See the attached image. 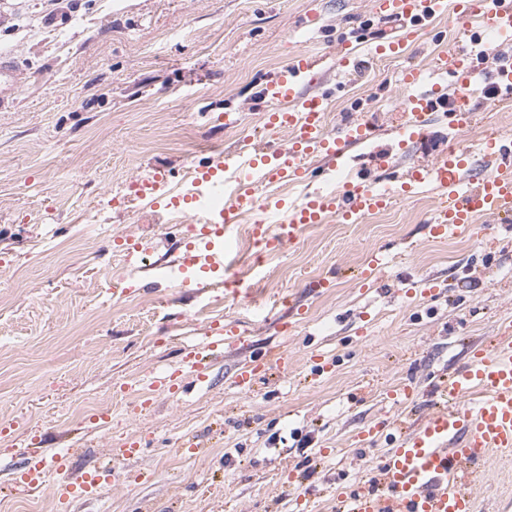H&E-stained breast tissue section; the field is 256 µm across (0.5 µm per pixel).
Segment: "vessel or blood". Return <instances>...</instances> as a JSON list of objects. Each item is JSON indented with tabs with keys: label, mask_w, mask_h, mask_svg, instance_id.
<instances>
[{
	"label": "vessel or blood",
	"mask_w": 512,
	"mask_h": 512,
	"mask_svg": "<svg viewBox=\"0 0 512 512\" xmlns=\"http://www.w3.org/2000/svg\"><path fill=\"white\" fill-rule=\"evenodd\" d=\"M447 11L454 15L461 45L435 71L453 77L454 95L418 70L406 71L401 80L406 108L422 134L429 114L440 110L448 111L452 125L467 126L473 119L470 100L477 82H492L503 96L512 95V56L488 72L476 50L486 33L512 35V0H455L451 6L446 0H374L373 14L398 23L396 35L379 45V53L395 55L408 41L425 38L429 21ZM316 75L315 60L298 53L263 90L271 104L266 126L289 134L286 148L244 137L236 152L212 156L208 165L195 168L188 185L173 197V204L182 205L208 237L204 253L191 257V264L223 266L228 225L239 223L242 210L257 208L264 186L283 179L312 182L314 159L335 161L355 139L371 137V126L352 114L336 136L327 134L325 96L300 92L301 83ZM482 158L491 164L483 175L474 171L470 149L455 145L428 165L398 172V179L429 186L436 194L429 221L434 236L468 232L483 214L512 222V140L488 136ZM391 198L390 192L364 179L326 195L313 191L281 224L270 226L255 218L254 237L266 250H281L295 241L301 226L322 223L329 214L355 221L384 208ZM238 339L237 330L210 329L202 344L183 348L182 371L202 374L207 354ZM289 363L283 353L262 356L238 368L233 383L240 392H251L259 372L274 364L284 369ZM443 392L448 405L396 438L381 457L375 480L337 487L343 512H475L470 484L485 473L491 458L512 459V327L473 350L465 366L449 375ZM121 477L116 468L106 474L88 472L78 482L61 481L59 502L66 510L74 501L97 497L105 484L119 483Z\"/></svg>",
	"instance_id": "1"
}]
</instances>
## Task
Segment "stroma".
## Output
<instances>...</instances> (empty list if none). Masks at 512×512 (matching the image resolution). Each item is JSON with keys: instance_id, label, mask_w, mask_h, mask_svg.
I'll return each instance as SVG.
<instances>
[{"instance_id": "35a3bbf8", "label": "stroma", "mask_w": 512, "mask_h": 512, "mask_svg": "<svg viewBox=\"0 0 512 512\" xmlns=\"http://www.w3.org/2000/svg\"><path fill=\"white\" fill-rule=\"evenodd\" d=\"M371 0H0V54L14 58L15 93L0 106V500L57 512L53 497L15 488L20 466L41 460L49 485L56 458L73 471L107 470L124 443L121 492L74 512H337L336 486L372 474L387 443L360 431L386 420L419 424L442 404L439 386L472 346L512 325V228L480 218L479 230L435 238L430 193L413 189L385 214L354 223L326 217L281 252L255 263L228 257L227 272L180 264L184 225L130 184L161 167L162 192L180 186L209 146L235 151L265 138L261 90L296 52L315 55L305 94L331 92L328 134L359 113L375 130L352 146L336 174L357 166L381 183L399 166L476 144L486 131L512 137V98L476 89L471 125L435 120L427 141L399 144L407 122L396 90L405 69L432 68L455 46L449 14L397 56H373L392 27ZM347 40L368 63L363 76L335 66ZM388 279L358 278L375 253ZM247 288L232 301L225 275ZM441 282L440 297L405 298L403 278ZM329 285L311 289L312 281ZM234 325L245 343L225 348L187 392L153 390L156 373L181 366L183 345L212 325ZM269 351L288 353L252 393L235 368ZM329 368L315 372L309 354ZM411 387L402 404L389 393ZM194 451L180 450L181 442ZM302 484L290 489L289 473ZM477 512H512V463L494 462L474 489Z\"/></svg>"}]
</instances>
